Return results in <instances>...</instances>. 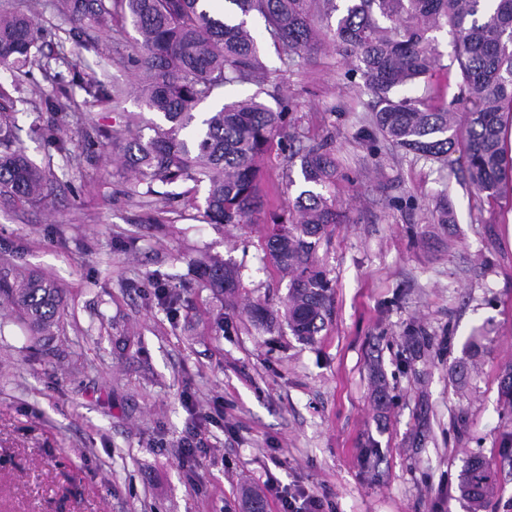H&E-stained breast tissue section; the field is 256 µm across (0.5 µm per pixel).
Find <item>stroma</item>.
I'll list each match as a JSON object with an SVG mask.
<instances>
[{"instance_id": "obj_1", "label": "stroma", "mask_w": 512, "mask_h": 512, "mask_svg": "<svg viewBox=\"0 0 512 512\" xmlns=\"http://www.w3.org/2000/svg\"><path fill=\"white\" fill-rule=\"evenodd\" d=\"M5 9L51 33L48 70L0 69L49 192L35 206L0 205V268L40 271L63 292L51 336L0 302V512H243L245 489L270 478L318 496L325 512H468L457 483L472 455L495 474L486 512H512L501 446L512 408L499 396L512 365V196L476 194L460 172L381 138L369 151L373 97L344 80L347 61L326 43L298 60L281 91L303 143L332 141L340 215L317 247L331 314L300 343L286 323L265 329L246 314L278 310L288 291L259 224L206 223L202 189L168 204L129 194L130 174L96 132L143 124L135 95L116 109L72 87L68 153L29 137L48 119L41 95L54 74L132 82L131 29L114 20L85 47L54 0H0ZM286 157L275 148L261 162V221L303 186ZM209 255L237 269L236 308L200 284L192 262ZM164 290L175 307L159 304ZM478 327L483 347L458 380ZM190 435L200 450L185 464L174 447Z\"/></svg>"}]
</instances>
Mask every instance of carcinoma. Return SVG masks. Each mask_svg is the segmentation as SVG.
<instances>
[{
  "label": "carcinoma",
  "instance_id": "cac0c4a2",
  "mask_svg": "<svg viewBox=\"0 0 512 512\" xmlns=\"http://www.w3.org/2000/svg\"><path fill=\"white\" fill-rule=\"evenodd\" d=\"M233 13L215 16L208 0H57L67 17L69 38L89 45V31H104L119 16L136 34L128 57L137 75L136 92L144 108L163 119L112 140V162L138 181L161 184L164 202L171 188L192 181L206 188L204 215L210 224H254L262 209L257 162L273 141L291 139L293 105L277 98L271 108L260 99L271 74L260 60L257 38L246 18L264 20L270 39L282 45L288 66L310 54L325 36L347 58L351 76L363 80L377 101L369 124L394 146L440 164L460 151L469 183L489 198L512 192V0H224ZM450 29L461 72L451 102L430 92L429 79L441 63L432 36ZM42 27L26 13L0 15V65L12 70L33 66L41 54ZM256 85L250 96L225 102L196 121V110L227 85ZM119 104L126 86L86 83L81 72L60 79L42 97L50 124L40 136L67 151L54 135L70 108V88ZM423 88V94L413 91ZM14 106L0 88V203H41L48 195L43 169L15 146ZM300 161L306 188L271 223L262 225L266 255L288 278L283 317L294 336L312 341L330 314L333 287L317 264L315 251L336 223L333 200L323 190L336 180V160L325 143L289 154ZM205 285L235 305L237 273L214 258L202 268ZM0 296L15 301L35 333L48 332L60 312L59 287L37 274L0 273ZM489 466L478 457L466 462L458 490L481 512L493 493Z\"/></svg>",
  "mask_w": 512,
  "mask_h": 512
}]
</instances>
